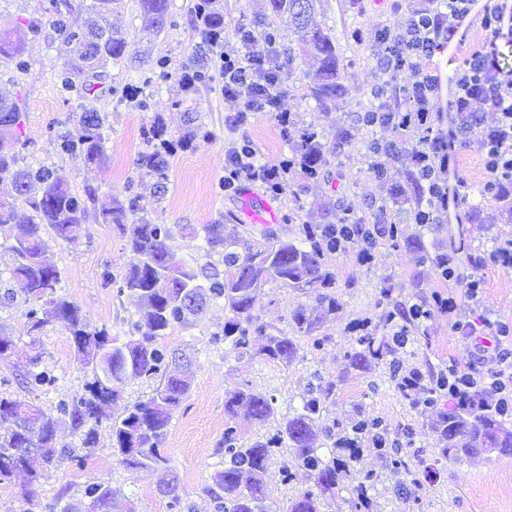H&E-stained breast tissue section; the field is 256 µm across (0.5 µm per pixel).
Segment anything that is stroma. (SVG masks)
Masks as SVG:
<instances>
[{
    "label": "stroma",
    "instance_id": "stroma-1",
    "mask_svg": "<svg viewBox=\"0 0 512 512\" xmlns=\"http://www.w3.org/2000/svg\"><path fill=\"white\" fill-rule=\"evenodd\" d=\"M44 4L45 0H0V37L13 35L23 20L42 23L40 33L29 36L25 44L24 56L30 62L27 72L0 60V95L16 100L22 110L20 131L30 143L25 162L58 168L77 191L93 187L121 194L128 184H135L150 217L156 223L173 225L168 247L178 259L205 263L203 225L237 223L240 197L221 191L219 183L226 151L231 142L243 138L253 143L261 161L270 164L292 156L306 131L315 132L329 149L328 162L318 178H307L300 169H292L284 193L278 196L267 195L260 184L251 185V192L268 197L279 215L271 227L252 225L256 235L268 229L291 240L302 224L323 223L328 214L339 218L348 214L370 224L392 189L415 186L414 174L403 161H387L386 178H378L374 172L378 158L367 146L378 141L404 149L418 140V132L390 126L367 128L359 117L376 90L390 82L402 86L412 81L408 71L393 79L385 74L380 45L370 34L384 27L401 31L420 0H318L311 22L335 39L339 77L345 89L327 108L311 93L307 74L313 69L312 59L300 55L289 60L287 52L296 48L297 35L291 25L273 17L269 0H216L224 15L225 46L235 45L239 28L257 34L269 24L276 28L275 63L285 91L280 109L293 118L284 128L273 115L258 112L234 129L224 122L229 106L219 79L189 93L179 81L183 67L195 54L207 50L192 20L193 0H169L170 26L149 40L141 33L138 0H117L112 25L127 38L126 61L121 66H107L93 94L70 99L61 95L56 85L55 75L65 56L61 34L45 20ZM356 28L367 32L363 42L351 39L350 33ZM159 56L170 60V77L143 85V58ZM129 89L139 90L147 98L148 110H138L129 103L125 97ZM88 109L107 117V159L99 166L61 154L51 137L54 127L75 123ZM156 117L171 135L190 129L197 132L189 148L174 154L168 177L160 185L151 179L138 180L135 165L143 148L140 128ZM344 129L349 131V138H341ZM459 177L468 183L467 204L449 208L438 223L425 226L414 224L405 211H394L392 219L400 224L403 234L395 242L380 240L373 263H358L360 246L356 243L348 251L328 256L327 264L336 277V312L320 330L328 338L320 351L311 350L309 337H297V357L286 368L259 357L239 359L225 354L210 341L211 333L221 330L226 318L220 301L210 303L195 325L175 329L166 337L168 346L185 349L194 358L191 391L175 411L164 445L178 477L182 512H214L201 490L223 467L216 445L224 435V401L229 394L251 387L274 397L278 413L283 414L300 404L307 378L314 371L337 384L336 405L325 416V423H343L358 413L381 419L390 440L404 453L420 454L434 465L433 478L416 485L398 483L388 479L382 458L365 455V466L381 477L373 493L372 512H512V451L492 454L481 462L437 460L439 440L430 423L438 412L451 408V400L441 399L432 408L413 406L395 389L388 363L362 369L349 364L357 349L354 326L378 313L380 287L385 283L391 285L397 304L422 303L433 309L419 327L409 328L411 352L400 355L403 367L417 365L435 371L451 359L467 362L466 341L452 330L447 313L434 307L437 298L458 290L431 261L432 256L448 252L454 242L463 245L458 255L461 264H468L473 256L485 261L479 273L486 284V314L512 323V268L487 260L494 242L512 239V216H503L497 204L479 202L477 189L483 181V168L478 143L454 151L448 178L453 181ZM292 211L297 213V220H288ZM85 227V234L78 239L51 248V257L62 272L60 293L81 307L89 328L105 326L112 334H123L125 320L135 307L127 298L117 297L115 288L105 286L103 274L126 267L130 259L126 240L113 225L102 223L92 209L87 212ZM423 252L429 253V261H420ZM25 298L21 283L0 261V337L12 340L20 354L40 357L53 370L56 386L31 397L34 404L50 413L63 395L82 389L86 372L75 360L71 339L63 328L50 326L42 333L30 334L24 316ZM309 302L306 294L271 279L263 287L256 312L263 322L284 329L292 312ZM58 439L60 444L75 448L77 460L64 461L32 489L20 476L1 484L0 512H44V503L58 496L87 512L89 501L82 490L90 481L111 488L114 512H170L167 498L156 491L155 475L128 471L118 462L107 424L98 426L96 441L88 448L81 447L65 424ZM287 456L283 450L269 462L264 486L269 512H288L290 498L311 486L302 473L292 482L281 481L279 469Z\"/></svg>",
    "mask_w": 512,
    "mask_h": 512
}]
</instances>
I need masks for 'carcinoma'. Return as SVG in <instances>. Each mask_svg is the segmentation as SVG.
Returning <instances> with one entry per match:
<instances>
[{
	"label": "carcinoma",
	"instance_id": "cac0c4a2",
	"mask_svg": "<svg viewBox=\"0 0 512 512\" xmlns=\"http://www.w3.org/2000/svg\"><path fill=\"white\" fill-rule=\"evenodd\" d=\"M112 0H92L90 4H74L72 0H48L45 14L62 34L67 61L57 76L64 93L79 97L89 91L77 83L79 75L94 72L112 63L120 65L125 58L126 37L112 30L109 16ZM272 13L294 23L301 51L315 61V69L307 74L312 93L323 106L336 103L342 92L338 82V60L333 38L310 24L316 0H269ZM143 30L161 33L168 24V0H138ZM84 9L88 19L84 26L69 25V16ZM194 13L205 43L224 46V15L212 6V0H197ZM41 28L37 20L27 22L26 30L0 38V58L24 71L25 37ZM98 41L95 51L88 49V38ZM170 75L169 60L156 58L144 72V83L165 80ZM22 112L16 101L0 97V229L11 224L16 204H30L34 215L26 226L23 240L5 247L12 276L23 284L27 298L25 318L30 332L40 333L48 326H61L71 336L75 359L89 375L81 391L59 400L56 412L17 397L0 396V484L11 481L18 473L35 484L65 459L77 460L73 449L59 445L57 432L62 423L82 435V443L91 445L95 429L103 418V408L115 403L122 386L131 380L157 382L151 395L126 406L112 417L110 432L113 453L126 469L148 472L157 477L156 490L169 499L174 512L182 509L178 479L164 452V442L174 412L191 388L190 375L174 369L178 348L161 343L168 331L193 325L210 301H224L228 316L224 328L211 334V343L238 358L261 357L284 368L297 355L294 336L311 338V349L321 350L328 341L317 336L327 317L336 310L333 275L325 264L332 253L328 225L304 224L299 236L292 240H273L266 232L262 240L243 241L245 230L233 224H206L203 227V251L210 258L217 254L225 265L237 267V275L226 280L212 262L192 266L177 259L167 241L173 227L158 224L148 217L141 196L127 188V195L99 194L96 189L83 192L71 188L68 179L56 169L44 165H20L27 141L18 130ZM197 136L190 130L175 141L166 138L160 121L142 127L144 149L139 152L136 169L141 177L157 181L167 178L174 145L187 148ZM55 138L60 151L87 165L105 162V118L96 111H85L72 130L58 131ZM292 161L303 164L306 175L315 178L326 162V147L310 132L296 149ZM97 207L104 224H112L127 240L130 260L125 269L104 274L106 285L116 289L118 297L136 302L137 312L127 319L124 336H114L103 327L86 329L81 308L67 297L57 294L61 272L51 258V243L71 241L85 231L88 205ZM270 279L282 286L314 295L315 305L300 306L291 315V332L260 320L255 314L262 286ZM382 311L377 326L389 328L392 317L391 287L380 290ZM359 350L351 361L361 365L368 361L396 362V349L390 336L366 331L357 337ZM18 382L23 392L34 394L48 390L57 377L41 362L29 357L17 362ZM274 398L252 388H240L224 402V437L216 452L224 456V468L217 471L211 483L203 487V495L214 512H268L264 484L268 462L281 448L292 451V462L302 468L313 487L292 498L288 512H325L336 501L341 484L350 487L352 512H369V491L375 489L380 476L362 466L368 438L376 439V450L387 455L390 474L415 484L422 458H410L399 449L386 450L388 432L378 418H359L337 431L325 429L331 441L329 455L319 453L315 443L324 413L336 404V385L310 374L306 395L299 408L277 418ZM264 424H273L261 439L245 438L236 422L239 414ZM439 434V458L446 461L473 460L486 449L500 452L512 450V427L505 416L489 400L467 408L444 413L432 422ZM91 512H110L113 496L109 488L91 482L84 487Z\"/></svg>",
	"mask_w": 512,
	"mask_h": 512
}]
</instances>
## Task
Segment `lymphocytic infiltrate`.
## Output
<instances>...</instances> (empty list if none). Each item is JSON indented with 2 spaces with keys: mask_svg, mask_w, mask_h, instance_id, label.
Returning <instances> with one entry per match:
<instances>
[{
  "mask_svg": "<svg viewBox=\"0 0 512 512\" xmlns=\"http://www.w3.org/2000/svg\"><path fill=\"white\" fill-rule=\"evenodd\" d=\"M475 18L485 33L482 45L472 51L450 78H442L431 61L444 44L453 43L458 29L466 19ZM512 33V0H424L414 9L403 32L392 34L385 47L383 65L386 73L397 76L408 70L412 82L400 86L402 104L384 100L379 111L395 121L402 130L421 131L419 141L406 149L405 157L416 177L415 190L397 189L389 204L381 205L372 224L333 225L337 251H347L355 241L363 247L357 259L368 264L380 238L393 226L390 206L408 207L418 224L435 223L448 210V157L458 146L478 143L484 169L483 197L501 203L512 201V70L500 62L499 39ZM212 66L224 83L225 101L234 103V113L227 115L228 126L245 123L255 112L275 113L278 122L290 116L280 109L284 89L276 65L269 52L258 41L247 38L235 47L222 50ZM452 88L451 110L455 114L449 136L434 134L435 100L441 85ZM494 115L491 124H484L481 113ZM289 172L287 163L259 162L257 151L249 140L232 143L224 159V188L239 190L244 183H258L266 190L282 192ZM445 279L457 282L460 297L439 300V307L453 315L452 329L471 342L473 364L450 363L438 372L423 373L413 366L397 370L401 393L417 405H429L431 399L447 395L461 405H471L491 398L500 406L512 409V348L503 340L512 335V327L495 325L490 320L475 322L470 311L480 305L484 280L477 272L462 274L454 256L443 255L439 262ZM487 344H480V337ZM495 366L481 370L484 361Z\"/></svg>",
  "mask_w": 512,
  "mask_h": 512,
  "instance_id": "f902f5d3",
  "label": "lymphocytic infiltrate"
}]
</instances>
